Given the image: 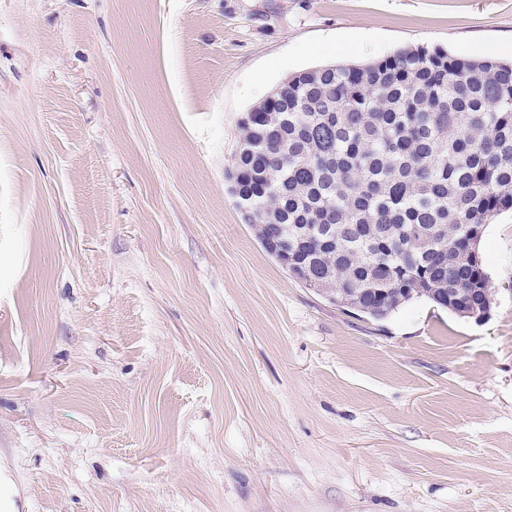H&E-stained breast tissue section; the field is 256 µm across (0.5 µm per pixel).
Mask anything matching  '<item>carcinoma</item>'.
<instances>
[{
	"mask_svg": "<svg viewBox=\"0 0 512 512\" xmlns=\"http://www.w3.org/2000/svg\"><path fill=\"white\" fill-rule=\"evenodd\" d=\"M238 128L230 191L266 252L382 320L433 289L487 287L476 244L512 210L511 62L420 47L318 67Z\"/></svg>",
	"mask_w": 512,
	"mask_h": 512,
	"instance_id": "obj_1",
	"label": "carcinoma"
}]
</instances>
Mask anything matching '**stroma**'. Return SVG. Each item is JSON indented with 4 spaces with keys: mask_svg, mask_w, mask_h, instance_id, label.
I'll return each mask as SVG.
<instances>
[{
    "mask_svg": "<svg viewBox=\"0 0 512 512\" xmlns=\"http://www.w3.org/2000/svg\"><path fill=\"white\" fill-rule=\"evenodd\" d=\"M512 60V0H0L9 512H512V213L483 321H376L272 258L226 171L293 74Z\"/></svg>",
    "mask_w": 512,
    "mask_h": 512,
    "instance_id": "35a3bbf8",
    "label": "stroma"
}]
</instances>
